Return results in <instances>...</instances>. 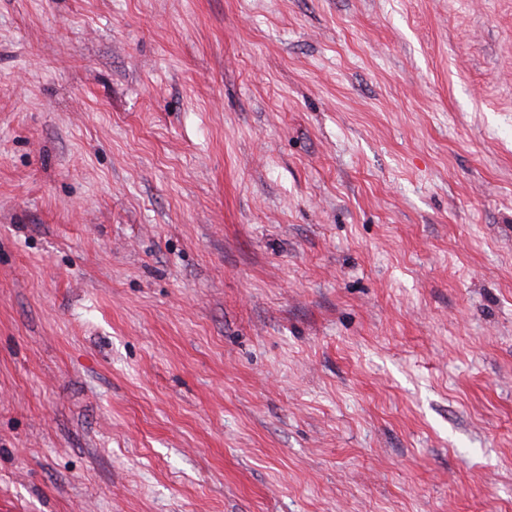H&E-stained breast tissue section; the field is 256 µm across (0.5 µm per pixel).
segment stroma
Listing matches in <instances>:
<instances>
[{
  "label": "stroma",
  "mask_w": 512,
  "mask_h": 512,
  "mask_svg": "<svg viewBox=\"0 0 512 512\" xmlns=\"http://www.w3.org/2000/svg\"><path fill=\"white\" fill-rule=\"evenodd\" d=\"M0 512H512V0H0Z\"/></svg>",
  "instance_id": "stroma-1"
}]
</instances>
